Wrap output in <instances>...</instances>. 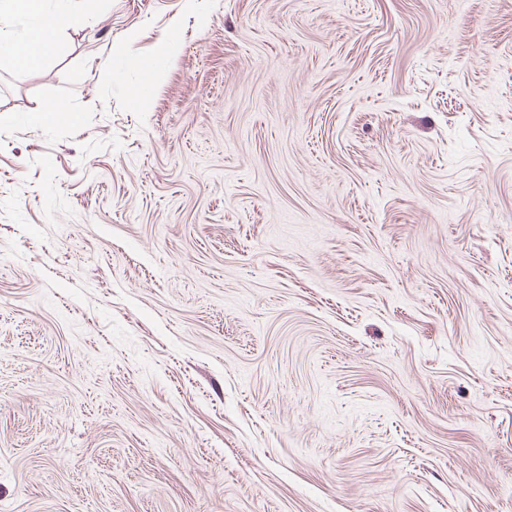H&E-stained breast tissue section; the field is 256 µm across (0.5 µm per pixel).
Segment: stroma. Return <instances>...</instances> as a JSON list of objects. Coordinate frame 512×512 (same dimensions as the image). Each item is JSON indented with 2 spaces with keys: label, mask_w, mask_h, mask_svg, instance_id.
<instances>
[{
  "label": "stroma",
  "mask_w": 512,
  "mask_h": 512,
  "mask_svg": "<svg viewBox=\"0 0 512 512\" xmlns=\"http://www.w3.org/2000/svg\"><path fill=\"white\" fill-rule=\"evenodd\" d=\"M70 8L0 53V512H512V0Z\"/></svg>",
  "instance_id": "1"
}]
</instances>
